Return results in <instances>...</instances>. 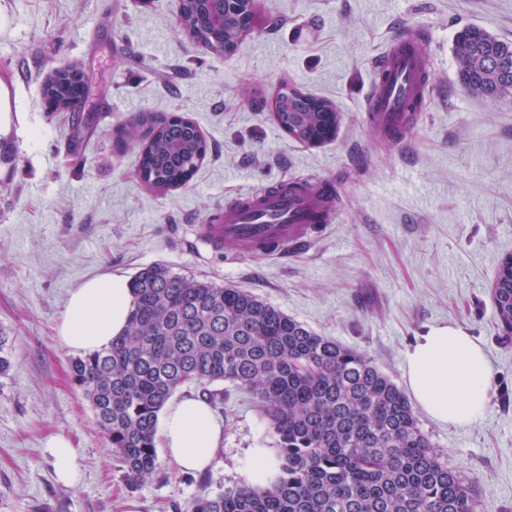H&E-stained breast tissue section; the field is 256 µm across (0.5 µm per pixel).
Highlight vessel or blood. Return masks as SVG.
Here are the masks:
<instances>
[{
  "mask_svg": "<svg viewBox=\"0 0 512 512\" xmlns=\"http://www.w3.org/2000/svg\"><path fill=\"white\" fill-rule=\"evenodd\" d=\"M379 63L386 76L374 79L369 87L367 119L377 134L392 139L404 131L410 105L430 89L424 80L427 58L400 39ZM333 212L331 199L319 190L310 186L292 190L284 184L228 203L219 223L201 225L197 239L211 249L232 243L242 254L282 258L310 245Z\"/></svg>",
  "mask_w": 512,
  "mask_h": 512,
  "instance_id": "obj_1",
  "label": "vessel or blood"
}]
</instances>
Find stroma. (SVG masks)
<instances>
[{"mask_svg":"<svg viewBox=\"0 0 512 512\" xmlns=\"http://www.w3.org/2000/svg\"><path fill=\"white\" fill-rule=\"evenodd\" d=\"M179 0H0V82L16 81L18 122L0 136V512H194L242 484L245 464L277 438L247 389L211 383L224 444L210 469L160 460L128 489L55 337L66 301L105 273L156 263L250 292L312 332L372 359L404 386L406 352L438 324L463 326L492 367L489 402L468 425L419 412L434 448L477 493L479 512H512V337L492 288L512 256V96L491 103L458 82L453 37L478 25L512 41V0H258L231 55L178 27ZM425 34L433 90L401 141L376 138L365 97L374 62L400 35ZM85 78L81 106L48 111L44 83L63 67ZM291 85L333 104L335 136L300 143L273 117ZM192 120L208 152L183 186L138 177L122 130L139 114ZM326 184L336 215L288 259L200 249L198 225L224 204L282 180ZM54 436L79 455L58 482Z\"/></svg>","mask_w":512,"mask_h":512,"instance_id":"obj_1","label":"stroma"}]
</instances>
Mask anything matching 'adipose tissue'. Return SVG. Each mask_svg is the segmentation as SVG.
<instances>
[{
	"label": "adipose tissue",
	"mask_w": 512,
	"mask_h": 512,
	"mask_svg": "<svg viewBox=\"0 0 512 512\" xmlns=\"http://www.w3.org/2000/svg\"><path fill=\"white\" fill-rule=\"evenodd\" d=\"M129 281L103 274L83 283L67 301L57 328L61 345L91 353L120 338L133 308ZM407 387L414 400L435 420L469 423L488 403L492 370L481 346L462 327H428L406 353ZM164 456L185 471L211 466L224 442V424L200 396L176 399L158 421Z\"/></svg>",
	"instance_id": "1"
}]
</instances>
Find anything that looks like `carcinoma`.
Instances as JSON below:
<instances>
[{
	"label": "carcinoma",
	"instance_id": "obj_1",
	"mask_svg": "<svg viewBox=\"0 0 512 512\" xmlns=\"http://www.w3.org/2000/svg\"><path fill=\"white\" fill-rule=\"evenodd\" d=\"M217 0L183 5L184 30L204 43L232 44L241 21ZM462 88L491 100L512 93V42L468 25L453 41ZM278 124L311 144L336 119L327 102L295 88L278 93ZM142 144L138 174L169 190L207 152L182 119L142 116L127 127ZM492 290L503 334L512 330V257ZM136 297L126 334L70 361L95 425L136 488L158 468L159 412L188 383L229 380L258 399L277 437L279 475L198 499L194 512H476L474 489L433 448L399 388L373 362L239 288L154 264L131 281Z\"/></svg>",
	"mask_w": 512,
	"mask_h": 512
}]
</instances>
